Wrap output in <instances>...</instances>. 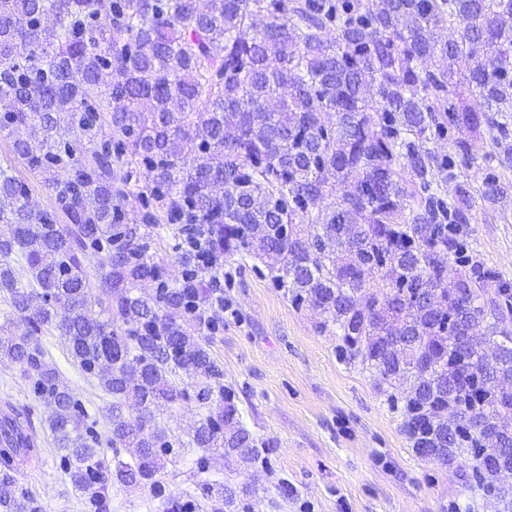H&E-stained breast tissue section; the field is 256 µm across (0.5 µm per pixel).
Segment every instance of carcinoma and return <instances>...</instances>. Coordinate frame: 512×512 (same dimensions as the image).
Masks as SVG:
<instances>
[{"instance_id":"cac0c4a2","label":"carcinoma","mask_w":512,"mask_h":512,"mask_svg":"<svg viewBox=\"0 0 512 512\" xmlns=\"http://www.w3.org/2000/svg\"><path fill=\"white\" fill-rule=\"evenodd\" d=\"M0 29V132L51 200L0 167V355L51 407L57 469L86 512H107L115 485L190 512L156 479L174 448L157 415L180 402L207 409L198 448L274 447L224 388L220 324L204 337L186 328L210 304L208 269L239 253L318 328L336 325L340 359L393 390L416 456L447 467L467 455L478 487L512 512L496 479L512 453V334L500 328L512 282L477 269L463 231L475 198L505 208L512 0H7ZM479 157L481 185L458 180ZM129 207L143 224L199 225L180 282L151 261ZM18 253L25 282L7 262ZM91 300L108 318L90 317ZM464 306L461 337L448 319ZM54 331L112 394L116 435L46 360L41 336ZM463 351L491 367L479 395L459 382ZM180 373L198 387L174 384ZM453 405L483 429L448 433ZM41 451L31 412L4 402L0 512H42L15 478ZM201 491L238 506L220 483Z\"/></svg>"}]
</instances>
